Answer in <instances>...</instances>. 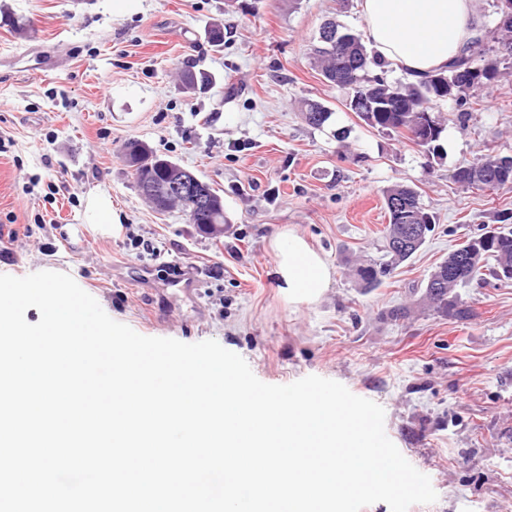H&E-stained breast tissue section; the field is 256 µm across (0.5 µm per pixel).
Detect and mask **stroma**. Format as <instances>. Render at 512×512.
I'll use <instances>...</instances> for the list:
<instances>
[{
    "label": "stroma",
    "instance_id": "1",
    "mask_svg": "<svg viewBox=\"0 0 512 512\" xmlns=\"http://www.w3.org/2000/svg\"><path fill=\"white\" fill-rule=\"evenodd\" d=\"M334 20L363 34L359 0H0V274L52 267L115 321L149 337L216 340L255 376L340 382L385 410V432L438 495L409 512H512V286L457 289L460 320L425 296L433 268L485 227L512 228V183L467 189L456 169L512 156V62L468 115L434 106L438 152L347 111L348 92L309 46ZM224 30V48L209 39ZM211 84L189 92L186 72ZM327 106L319 128L301 104ZM131 140L177 161L224 199V233L160 213L122 155ZM412 187L434 221L424 244L372 289L385 258L383 193ZM120 221L84 223L89 192ZM324 254L332 284L288 303L274 237ZM202 287L183 288L195 270Z\"/></svg>",
    "mask_w": 512,
    "mask_h": 512
}]
</instances>
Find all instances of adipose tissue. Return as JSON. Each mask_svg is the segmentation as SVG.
I'll return each instance as SVG.
<instances>
[{"label":"adipose tissue","instance_id":"ef3b65f1","mask_svg":"<svg viewBox=\"0 0 512 512\" xmlns=\"http://www.w3.org/2000/svg\"><path fill=\"white\" fill-rule=\"evenodd\" d=\"M360 8L376 55L418 80L446 69L477 34L473 0H361ZM274 249L289 303L319 299L332 275L324 257L293 233L278 236Z\"/></svg>","mask_w":512,"mask_h":512}]
</instances>
